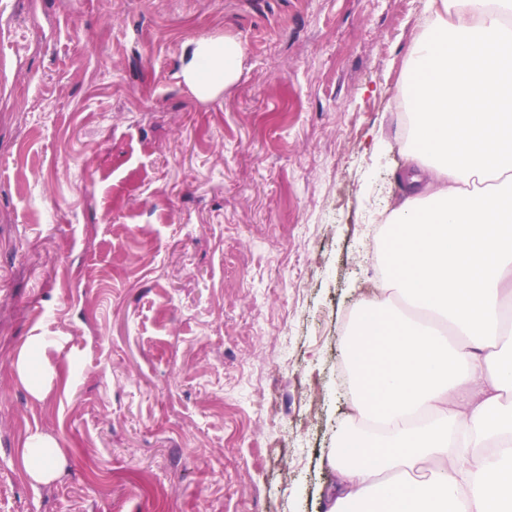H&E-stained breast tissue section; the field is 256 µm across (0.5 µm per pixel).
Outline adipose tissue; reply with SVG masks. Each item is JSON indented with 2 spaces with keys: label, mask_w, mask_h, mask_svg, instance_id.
<instances>
[{
  "label": "adipose tissue",
  "mask_w": 512,
  "mask_h": 512,
  "mask_svg": "<svg viewBox=\"0 0 512 512\" xmlns=\"http://www.w3.org/2000/svg\"><path fill=\"white\" fill-rule=\"evenodd\" d=\"M392 109L411 123L410 166L379 255L384 295L363 300L345 363L360 419L328 463L329 512H512V0H426ZM235 39L190 40L179 76L202 100L240 76ZM45 339L13 363L31 396L54 372ZM31 480L56 442L28 433Z\"/></svg>",
  "instance_id": "obj_1"
}]
</instances>
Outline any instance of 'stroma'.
<instances>
[{"instance_id":"stroma-1","label":"stroma","mask_w":512,"mask_h":512,"mask_svg":"<svg viewBox=\"0 0 512 512\" xmlns=\"http://www.w3.org/2000/svg\"><path fill=\"white\" fill-rule=\"evenodd\" d=\"M425 4L0 0V512H323ZM225 37L243 72L199 99L183 45ZM45 338L31 336L19 349L13 363L14 371L20 382L31 396L42 398L50 387L55 373L46 367L43 361ZM56 442L39 431L28 433L22 442L20 458L26 474L37 483L50 482L60 456Z\"/></svg>"}]
</instances>
